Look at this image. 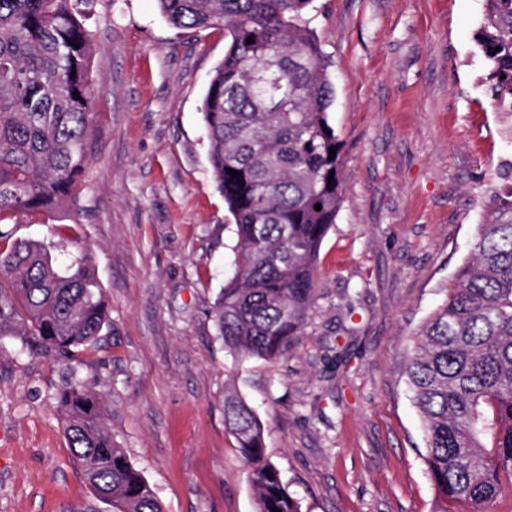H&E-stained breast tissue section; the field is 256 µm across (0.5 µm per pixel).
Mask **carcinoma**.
Segmentation results:
<instances>
[{
  "mask_svg": "<svg viewBox=\"0 0 512 512\" xmlns=\"http://www.w3.org/2000/svg\"><path fill=\"white\" fill-rule=\"evenodd\" d=\"M157 4L177 29H224V61L202 103L210 172L236 235L214 319L232 357L272 361L308 318L317 258L342 198V145L329 120L333 62L313 26L318 7L315 0ZM94 5L0 0V241L11 242L0 248V337L69 371L55 404L88 489L111 494L118 512H164L112 439L100 397L78 378V353L112 325L91 252L60 262L56 245L14 241L8 229L21 214L66 210L80 193L94 138ZM484 6L477 44L496 107L512 119V0ZM500 176L505 187L478 225L470 259L404 366L434 512H495L512 498V161ZM224 422L249 467L257 512H302L266 455L263 423L233 391L224 396Z\"/></svg>",
  "mask_w": 512,
  "mask_h": 512,
  "instance_id": "cac0c4a2",
  "label": "carcinoma"
}]
</instances>
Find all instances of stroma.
Here are the masks:
<instances>
[{
    "instance_id": "stroma-1",
    "label": "stroma",
    "mask_w": 512,
    "mask_h": 512,
    "mask_svg": "<svg viewBox=\"0 0 512 512\" xmlns=\"http://www.w3.org/2000/svg\"><path fill=\"white\" fill-rule=\"evenodd\" d=\"M332 57L344 191L317 300L279 359H233L212 306L236 242L200 107L220 28L180 30L156 0H97L95 138L73 209L13 235L92 251L112 327L80 354L86 386L165 512H256L224 424L236 389L303 512H433L403 376L512 160L475 41L483 0H316ZM62 364L0 338V512H112L90 495L52 402Z\"/></svg>"
}]
</instances>
